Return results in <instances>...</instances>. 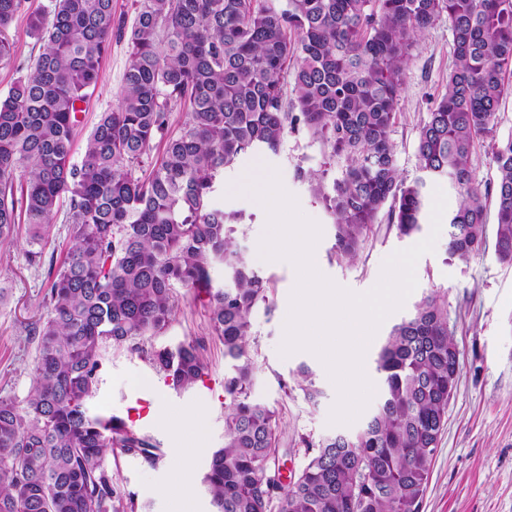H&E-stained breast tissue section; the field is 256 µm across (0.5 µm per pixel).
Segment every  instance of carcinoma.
I'll return each mask as SVG.
<instances>
[{"label": "carcinoma", "instance_id": "carcinoma-1", "mask_svg": "<svg viewBox=\"0 0 512 512\" xmlns=\"http://www.w3.org/2000/svg\"><path fill=\"white\" fill-rule=\"evenodd\" d=\"M25 3L0 0V65H16L9 28ZM445 15L454 64L419 128L422 176L407 184L391 140L396 106L416 41ZM29 34L44 49L0 98V245L22 222L40 240L64 198L72 244L30 328L32 391L21 403L0 396V512H134L106 453L152 463L155 446L86 403L101 346L139 351L164 333L177 285L208 298L230 362L224 447L204 477L217 512H420L459 370L447 302L432 291L392 327L376 359L379 406L358 433L306 442L286 490L271 468L275 411L253 397L251 317L270 307L269 283L233 246L231 216L211 194L225 167L275 153L288 131L305 129L344 160L341 177L319 188L338 255L356 257L384 209L398 237L418 234L426 180L443 179L460 199L447 216L448 253L467 261L486 242L472 154L488 137L499 172L495 253L512 264V138L495 136L512 74V0H136L119 105L102 113L78 163L79 113L124 21L113 0H55L51 16L29 13ZM175 106L187 120L172 133ZM156 140L163 152L154 160ZM149 359L175 389L204 370L193 341ZM298 373L316 402L312 372Z\"/></svg>", "mask_w": 512, "mask_h": 512}]
</instances>
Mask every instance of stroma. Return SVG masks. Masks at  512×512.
I'll return each instance as SVG.
<instances>
[{
    "instance_id": "1",
    "label": "stroma",
    "mask_w": 512,
    "mask_h": 512,
    "mask_svg": "<svg viewBox=\"0 0 512 512\" xmlns=\"http://www.w3.org/2000/svg\"><path fill=\"white\" fill-rule=\"evenodd\" d=\"M17 67L0 66V98L13 82L30 74L43 45L29 34L26 13H19L10 28ZM129 62L128 42L113 40L102 63L98 83L79 115L73 157L81 159L86 141L102 113L119 103L123 76ZM452 35L447 19H440L419 38L412 51L407 82L398 105L391 140L400 175L413 181L419 175L415 148L418 131L432 101L447 90L453 66ZM273 167L285 189L293 194L301 212L322 229L318 264L324 276L341 287L364 293L378 282L384 261L395 251L409 248L415 238H401L379 218L354 259L338 257L333 218L318 197V184H332L341 174L339 160L329 158L307 131L288 133L278 153L244 157L225 169L216 183L213 201L235 217V243L252 266L270 282L269 307L252 314L251 343L256 361L253 395L275 409L279 418L278 452L274 465L282 480L302 468L305 441H316L341 429L355 431V424H329L337 389L321 364L306 351L281 356L284 339L283 310L297 283L294 266L259 259L257 249L267 223L264 207L247 195L229 196L252 168ZM496 197L486 199V243L469 261L451 258L448 235L440 233L433 252L417 261V286L403 307L383 324L385 337L393 324L408 316L415 304L433 289H440L448 303V330L460 352L458 378L448 403V421L433 458L430 481L421 512H512V265L498 261ZM70 244L67 207H60L47 238L33 243L27 229H19L14 243L0 245V395L24 401L33 384L36 344L28 334L38 319L49 288L47 268L29 261L30 251L62 257ZM175 315L165 330L151 338L154 347L185 340L200 343L205 370L190 389L170 388L145 354L129 347L102 346L99 381L88 406L95 413L125 415L135 397L151 400L149 419L139 425L162 458L148 463L142 458L112 451L107 463L112 479L135 512H175L170 492L177 465L179 437L173 423L177 415L199 414L205 453L193 466L191 496L195 512H216L203 483L207 456L224 445V345L214 336L209 303L186 289L174 293ZM307 365L321 391L317 402L305 399L297 370Z\"/></svg>"
}]
</instances>
